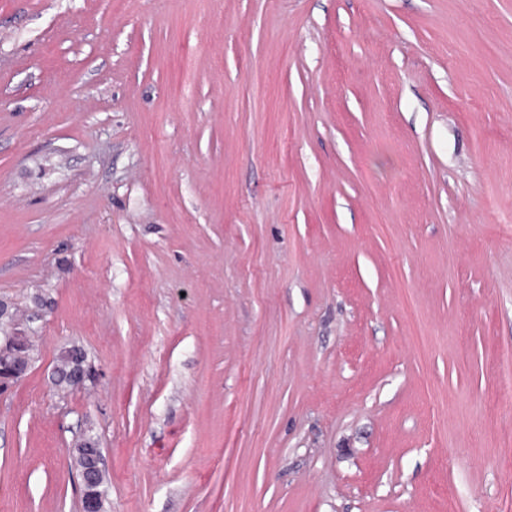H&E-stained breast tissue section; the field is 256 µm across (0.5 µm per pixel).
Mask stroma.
<instances>
[{"label": "stroma", "mask_w": 512, "mask_h": 512, "mask_svg": "<svg viewBox=\"0 0 512 512\" xmlns=\"http://www.w3.org/2000/svg\"><path fill=\"white\" fill-rule=\"evenodd\" d=\"M0 300V512H512V0H0ZM0 318L11 321L10 332L0 336V392L3 394L27 376L33 367V358L30 360L23 351L31 347V324L39 321L41 315L32 313L20 319L10 311L6 303L1 302ZM83 447L90 445L88 448L87 460L81 468V511L82 512H101L104 501L107 498V490L100 484L105 485V474L99 477V483L96 480V473L103 471V457L101 448H99L98 440L90 435L84 434L77 443Z\"/></svg>", "instance_id": "obj_1"}]
</instances>
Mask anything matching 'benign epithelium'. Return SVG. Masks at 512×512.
I'll return each instance as SVG.
<instances>
[{
    "instance_id": "7a95c632",
    "label": "benign epithelium",
    "mask_w": 512,
    "mask_h": 512,
    "mask_svg": "<svg viewBox=\"0 0 512 512\" xmlns=\"http://www.w3.org/2000/svg\"><path fill=\"white\" fill-rule=\"evenodd\" d=\"M0 318H8L11 321L10 332L0 336V392L5 393L27 376L33 367V361L24 350L31 347V324L40 320L41 315L32 313L20 319L10 311L6 303L1 302ZM67 376L73 387H81L88 381H95L91 369L79 363L67 373ZM79 444L88 447L87 460L80 470L82 512H102L107 490L96 480V474L103 472L101 448L98 440L90 434L83 435Z\"/></svg>"
}]
</instances>
